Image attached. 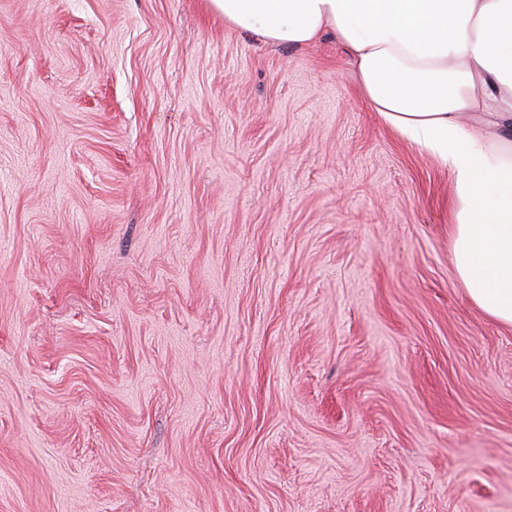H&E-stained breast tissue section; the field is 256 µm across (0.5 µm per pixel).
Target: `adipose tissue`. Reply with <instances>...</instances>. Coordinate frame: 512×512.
<instances>
[{
	"mask_svg": "<svg viewBox=\"0 0 512 512\" xmlns=\"http://www.w3.org/2000/svg\"><path fill=\"white\" fill-rule=\"evenodd\" d=\"M226 26L303 46L334 33L384 123L454 174L452 259L470 301L512 328V0H208Z\"/></svg>",
	"mask_w": 512,
	"mask_h": 512,
	"instance_id": "ef3b65f1",
	"label": "adipose tissue"
}]
</instances>
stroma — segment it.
Listing matches in <instances>:
<instances>
[{
    "instance_id": "obj_1",
    "label": "stroma",
    "mask_w": 512,
    "mask_h": 512,
    "mask_svg": "<svg viewBox=\"0 0 512 512\" xmlns=\"http://www.w3.org/2000/svg\"><path fill=\"white\" fill-rule=\"evenodd\" d=\"M453 183L332 34L0 0V512H512Z\"/></svg>"
}]
</instances>
